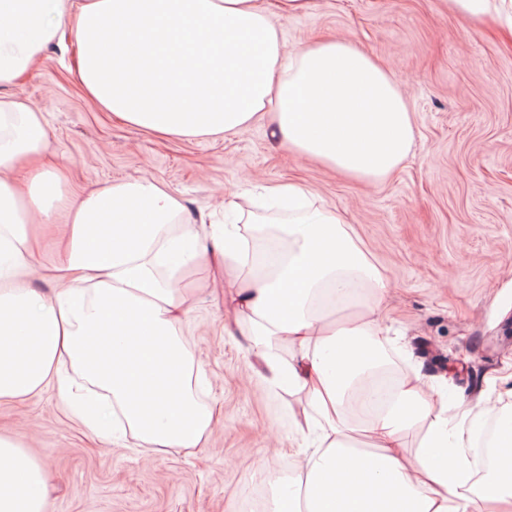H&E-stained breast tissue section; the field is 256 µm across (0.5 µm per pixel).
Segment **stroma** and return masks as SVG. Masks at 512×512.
I'll use <instances>...</instances> for the list:
<instances>
[{"label": "stroma", "mask_w": 512, "mask_h": 512, "mask_svg": "<svg viewBox=\"0 0 512 512\" xmlns=\"http://www.w3.org/2000/svg\"><path fill=\"white\" fill-rule=\"evenodd\" d=\"M276 24L288 49L346 37L394 69L415 135L390 180L362 185L297 158L264 121L223 137L161 138L123 124L77 85L73 45L49 46L12 92L45 113L70 193L144 178L179 196L186 217L225 224V197L256 214L262 184L299 181L354 225L389 281L385 323L426 372L447 376L449 404L511 388L512 42L449 13L446 0H311ZM63 233H38L32 284L46 293L59 285ZM236 274L203 262L180 276L196 396L213 414L202 447L155 454L130 435L95 434L52 386L0 403V434L22 440L50 472L48 512H244L255 485L271 512L276 483L295 471L308 396L273 383L250 350L245 321L225 301Z\"/></svg>", "instance_id": "stroma-1"}]
</instances>
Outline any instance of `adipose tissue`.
Masks as SVG:
<instances>
[{
  "instance_id": "obj_1",
  "label": "adipose tissue",
  "mask_w": 512,
  "mask_h": 512,
  "mask_svg": "<svg viewBox=\"0 0 512 512\" xmlns=\"http://www.w3.org/2000/svg\"><path fill=\"white\" fill-rule=\"evenodd\" d=\"M65 28L85 93L140 129L217 136L267 117L293 155L374 185L414 140L387 65L344 38L286 52L260 0H0V402L53 386L68 405L84 391L94 397L82 419L92 432L121 417L151 451L200 447L211 415L191 388L189 310L159 269L165 255L224 261L240 269L233 299L252 349L274 382L306 391L319 430L316 445L300 440L274 512H512V389L452 408L445 380L418 363L367 419L357 416L355 399L393 363L394 339L376 315L387 281L353 226L300 184L264 186L288 206V246L252 260L247 237L266 223L187 222L182 201L146 179L66 203L41 163L43 112L6 92ZM34 224L69 235L64 284L50 294L32 286ZM353 304L359 312L329 322ZM276 344L288 360L272 354ZM483 419L497 425L499 466L477 491L448 449L472 447ZM48 484L45 464L0 436V512H47Z\"/></svg>"
}]
</instances>
